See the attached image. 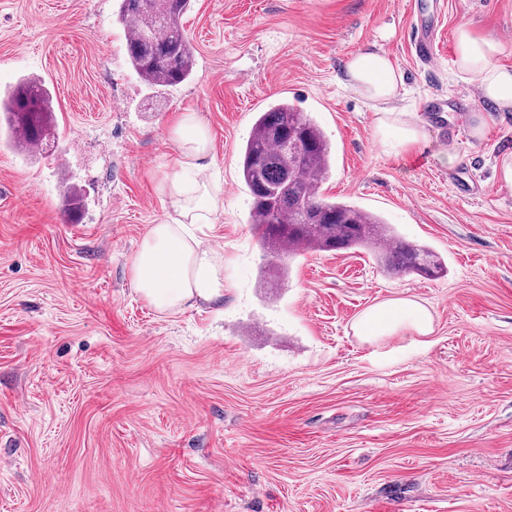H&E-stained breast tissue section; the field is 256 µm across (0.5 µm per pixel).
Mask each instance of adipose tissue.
Returning <instances> with one entry per match:
<instances>
[{
  "instance_id": "obj_1",
  "label": "adipose tissue",
  "mask_w": 512,
  "mask_h": 512,
  "mask_svg": "<svg viewBox=\"0 0 512 512\" xmlns=\"http://www.w3.org/2000/svg\"><path fill=\"white\" fill-rule=\"evenodd\" d=\"M507 51L498 39L476 35L468 24L456 30V59L460 75L476 79L483 100L495 110H512V67L499 64ZM341 84L360 93L377 115V133L397 151H407L426 135L411 113L398 111L394 101L402 76L388 54L371 47L346 64ZM178 155L173 168L156 189L171 209L161 223L150 225L130 265L137 293L163 314H174L204 303L224 301V254L204 236L186 232L190 224L214 223L223 211L221 186L210 176L211 139L198 113H183L171 132ZM364 336H390L409 330L425 336L432 320L425 307L410 299L391 300L365 310L357 321Z\"/></svg>"
}]
</instances>
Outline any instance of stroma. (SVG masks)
I'll return each mask as SVG.
<instances>
[{
    "mask_svg": "<svg viewBox=\"0 0 512 512\" xmlns=\"http://www.w3.org/2000/svg\"><path fill=\"white\" fill-rule=\"evenodd\" d=\"M117 8L0 0V89L42 82L57 117L52 152L0 136V512H512V195L497 171L512 112L478 140L424 110L485 109L455 70L456 29L505 42L512 67V0H191L196 65L160 94L130 70ZM419 19L438 28L433 68L411 47ZM371 45L426 126L410 151L383 145L338 83ZM281 100L332 146L324 194L431 247L443 274L263 248L240 150ZM184 112L208 125L224 189V306L167 315L129 265L168 211L156 183ZM401 298L432 333L358 335L367 308Z\"/></svg>",
    "mask_w": 512,
    "mask_h": 512,
    "instance_id": "obj_1",
    "label": "stroma"
}]
</instances>
